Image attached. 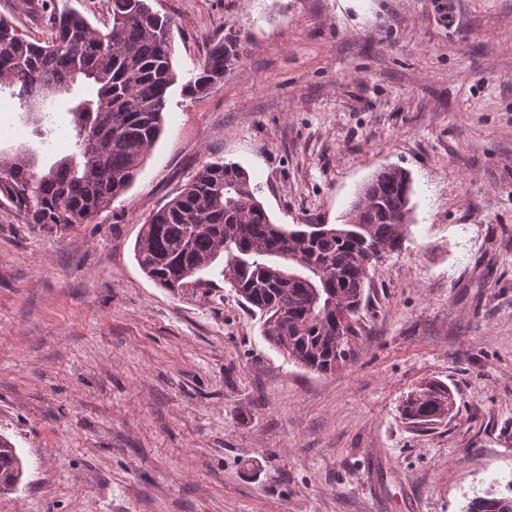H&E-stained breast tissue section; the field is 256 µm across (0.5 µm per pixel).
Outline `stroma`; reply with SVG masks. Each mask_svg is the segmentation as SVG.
Wrapping results in <instances>:
<instances>
[{"label": "stroma", "mask_w": 512, "mask_h": 512, "mask_svg": "<svg viewBox=\"0 0 512 512\" xmlns=\"http://www.w3.org/2000/svg\"><path fill=\"white\" fill-rule=\"evenodd\" d=\"M179 83L127 193L40 229L0 205V435L24 476L0 512H461L512 466V0H151ZM43 38V0H0ZM242 38L205 98L212 39ZM0 96V148L45 143ZM242 165L278 224H337L410 172L411 234L380 261L356 358L321 374L262 336L219 272L171 295L134 259L202 161ZM448 385L455 413L399 407ZM239 36L227 32L209 49L199 72L183 85L182 93L192 100L200 99L224 82V75L235 65L240 56ZM448 386L437 381L422 384L404 400L401 414L412 424L433 425L448 418Z\"/></svg>", "instance_id": "35a3bbf8"}]
</instances>
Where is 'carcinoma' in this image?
Masks as SVG:
<instances>
[{"label":"carcinoma","mask_w":512,"mask_h":512,"mask_svg":"<svg viewBox=\"0 0 512 512\" xmlns=\"http://www.w3.org/2000/svg\"><path fill=\"white\" fill-rule=\"evenodd\" d=\"M108 22L93 26L71 10H52L50 37L37 40L0 16V93L17 100L35 133L51 135L52 108L35 105L45 88L68 91L77 81L96 93L70 99L73 153L51 166L27 150H0V201L40 228L88 224L131 187L159 139L174 68L173 21L151 0H107ZM239 36L227 32L183 85L193 100L224 82L238 61ZM249 173L235 162H205L178 193L143 222L135 259L156 285L196 288L222 266L224 282L262 319V335L289 360L327 373L353 361L349 336L361 331L366 285L386 256L402 251L411 213L410 174L393 166L364 185L342 224H275ZM448 386L422 384L404 400L411 423L448 418ZM23 474L15 445L0 435V491ZM508 493L468 499L463 512H512Z\"/></svg>","instance_id":"cac0c4a2"}]
</instances>
